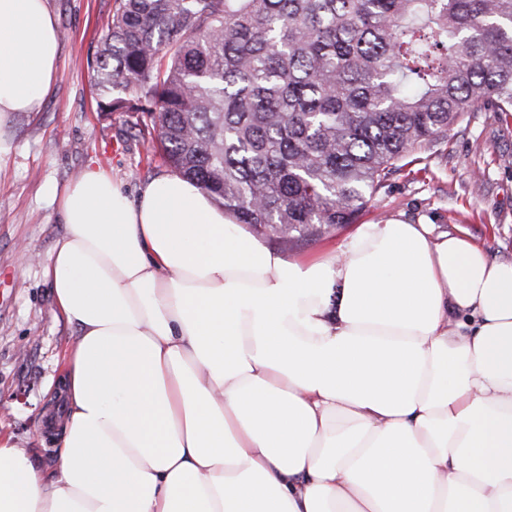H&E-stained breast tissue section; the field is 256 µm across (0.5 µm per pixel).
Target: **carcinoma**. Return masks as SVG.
I'll list each match as a JSON object with an SVG mask.
<instances>
[{
	"mask_svg": "<svg viewBox=\"0 0 512 512\" xmlns=\"http://www.w3.org/2000/svg\"><path fill=\"white\" fill-rule=\"evenodd\" d=\"M99 112L282 248L469 112H512V0H113Z\"/></svg>",
	"mask_w": 512,
	"mask_h": 512,
	"instance_id": "carcinoma-1",
	"label": "carcinoma"
}]
</instances>
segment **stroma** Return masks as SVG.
Returning a JSON list of instances; mask_svg holds the SVG:
<instances>
[{"mask_svg": "<svg viewBox=\"0 0 512 512\" xmlns=\"http://www.w3.org/2000/svg\"><path fill=\"white\" fill-rule=\"evenodd\" d=\"M113 0H46L59 29L56 81L41 111L8 121L15 148L0 166V430L55 464L44 416L52 383L74 336L58 316L43 270L66 227L47 191L101 167L129 198L166 172L133 137L138 112L98 110L90 61L105 35ZM429 224L434 234L466 229L491 257L512 260V114L476 112L444 140L396 171L358 217Z\"/></svg>", "mask_w": 512, "mask_h": 512, "instance_id": "stroma-1", "label": "stroma"}]
</instances>
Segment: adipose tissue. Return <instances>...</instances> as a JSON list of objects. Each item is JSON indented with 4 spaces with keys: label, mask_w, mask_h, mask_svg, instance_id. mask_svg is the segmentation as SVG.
<instances>
[{
    "label": "adipose tissue",
    "mask_w": 512,
    "mask_h": 512,
    "mask_svg": "<svg viewBox=\"0 0 512 512\" xmlns=\"http://www.w3.org/2000/svg\"><path fill=\"white\" fill-rule=\"evenodd\" d=\"M58 53L0 0V163ZM57 199L61 436L48 470L0 435V512H512V261L391 221L288 260L171 173Z\"/></svg>",
    "instance_id": "obj_1"
}]
</instances>
